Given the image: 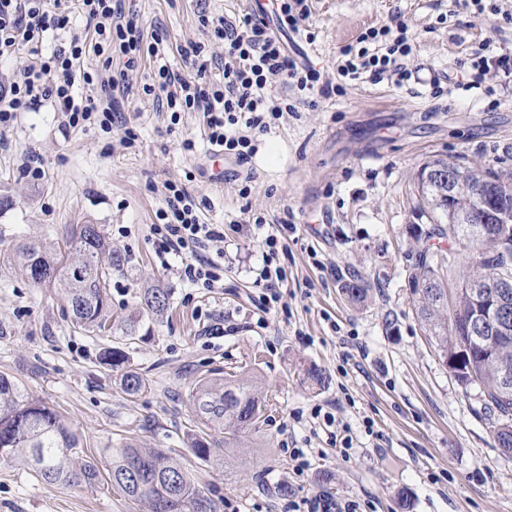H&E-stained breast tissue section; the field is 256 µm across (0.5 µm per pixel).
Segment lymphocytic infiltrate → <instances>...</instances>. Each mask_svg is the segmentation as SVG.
Here are the masks:
<instances>
[{
  "instance_id": "obj_1",
  "label": "lymphocytic infiltrate",
  "mask_w": 512,
  "mask_h": 512,
  "mask_svg": "<svg viewBox=\"0 0 512 512\" xmlns=\"http://www.w3.org/2000/svg\"><path fill=\"white\" fill-rule=\"evenodd\" d=\"M59 2L0 0V60L20 52L26 55L25 65L9 86L0 88V131L10 127L19 113L48 100L60 112L64 129L92 125L108 132L117 124L124 128V145L133 146L137 135L127 127L125 113L117 109L116 102L133 96L129 76L149 55L155 57L156 64L143 93L166 107L171 122H179L186 111L201 113L206 141L226 157L245 163L257 151L255 132L270 131L289 107L287 96L274 93V83L324 94L333 88L320 71L291 55L282 38L283 32H298L300 21L308 14L306 0H269L268 5L234 21L201 15L203 30L222 44L224 61L221 75L212 76L204 44L192 45L184 53L186 63L196 72L192 82L161 61V32L145 34L140 19L126 15L124 0H70V8L64 11ZM76 15L92 28L94 46L78 37L58 42L59 33L70 29ZM270 16L275 19L271 25L266 22ZM364 39L366 45L360 50L343 49L337 67L340 77L355 80L367 72L375 79L393 77L400 85L409 80V72L400 64L412 51L405 27L394 30L386 26L366 33ZM380 40L385 43L383 51H370L369 42ZM90 51L103 56L108 78L85 69L83 61ZM156 218L150 235L161 266L181 258L187 281L218 287L224 280V230L202 221L197 202L185 185H169L166 205ZM255 226L264 236L262 267L254 285L261 288L258 301L266 308L279 302L278 289L288 280L276 257L296 227L282 224L277 232L268 233L261 218Z\"/></svg>"
}]
</instances>
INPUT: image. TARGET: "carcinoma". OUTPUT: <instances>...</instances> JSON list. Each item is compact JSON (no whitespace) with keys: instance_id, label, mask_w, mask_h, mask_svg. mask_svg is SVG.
<instances>
[{"instance_id":"1","label":"carcinoma","mask_w":512,"mask_h":512,"mask_svg":"<svg viewBox=\"0 0 512 512\" xmlns=\"http://www.w3.org/2000/svg\"><path fill=\"white\" fill-rule=\"evenodd\" d=\"M433 167L451 166L457 173L458 188L453 198L444 196L447 186L436 183L418 188L420 205L427 209L429 230L421 235L409 226L410 234L419 240L426 237L429 245L418 254L409 280L418 318L436 338L443 362L466 350L461 366L451 368L457 381L467 387L475 384L483 394L484 411L494 417L495 439L501 451L512 453V391L502 392L500 374L503 366L512 371V345L495 355L487 352L489 336L466 333L465 323L483 309V300L469 291L470 283L493 282L502 272V262L490 259L496 251L494 239L472 241L470 228L480 223L472 188L482 184L488 205L504 203L503 187L512 186V173L506 176L476 167H468L434 158L427 162ZM450 239L467 249L468 261L455 287L453 303H448V278L454 263L453 248L443 250L430 244L432 240ZM16 264L20 272L36 286L58 288L68 305L73 325L103 337L119 333L116 344H107L100 355L101 362L121 371L120 388L137 395L145 386L143 377L127 366L128 357L121 342L135 338L138 320L128 319L119 330L108 322V279L112 269L124 265V259L112 250V244L96 224L73 227L66 239V250L54 249L41 242H28L16 248ZM143 308L158 316L169 305V294L161 288H146ZM196 415L208 427L224 431V440L259 428L266 410L258 382L253 378L233 375L199 381L193 390ZM79 439L70 425L55 410L25 397L9 377L0 375V457L20 459L30 465L36 475L51 484L85 483L93 487L100 479L97 460H77L73 449ZM190 448L200 461L215 460L212 442L196 433ZM107 478L112 488L133 502L150 504L165 502L167 512H215L212 499L202 491L185 468L158 448H146L135 441L123 442L117 448H106ZM141 465V478L146 490L138 492L124 478L130 461Z\"/></svg>"}]
</instances>
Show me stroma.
<instances>
[{"mask_svg":"<svg viewBox=\"0 0 512 512\" xmlns=\"http://www.w3.org/2000/svg\"><path fill=\"white\" fill-rule=\"evenodd\" d=\"M476 13L459 0H309L310 16L288 49L332 78L341 50L370 27L403 24L412 51L404 86L367 79L337 92L306 94L279 128L257 134L243 165L215 171L200 139L199 113L178 124L152 97L125 108L139 139L120 131L63 130L50 103L20 113L0 132V374L22 393L60 412L80 454L98 455L135 437L183 461L217 512H289V501L318 492L371 500L375 512H512V455L503 454L477 386H462L418 320L409 272L419 244L409 224L428 226L415 176L436 156L494 171L512 169V76L489 72L493 94L468 89L472 53L512 51V0ZM253 0H131L144 25L161 24L166 61L184 69L182 48L206 41L200 10L226 18ZM34 160L46 176L23 172ZM186 183L202 218L224 227V285L188 282L180 261L162 268L148 237L165 204V185ZM293 224L282 298L260 310L253 281L262 263L256 217ZM93 221L126 258L113 271L111 323L138 315L130 366L145 380L123 393L102 365L106 341L72 325L56 292L35 286L12 253L27 240L64 247L71 227ZM131 230L113 237L114 225ZM358 277L366 301L348 302L342 286ZM170 294L164 315L145 313L141 293ZM314 365L325 381L306 380ZM257 378L269 406L260 428L219 447L203 463L188 448L202 425L191 393L211 371ZM336 405L348 451L330 444L312 410ZM373 434H366V427ZM303 449L308 472L292 469L288 448ZM290 492L281 495L279 487ZM0 512H149L110 485H51L23 462L0 458Z\"/></svg>","mask_w":512,"mask_h":512,"instance_id":"obj_1","label":"stroma"}]
</instances>
